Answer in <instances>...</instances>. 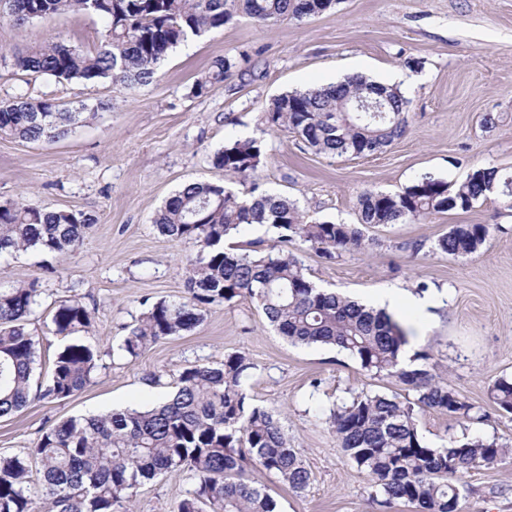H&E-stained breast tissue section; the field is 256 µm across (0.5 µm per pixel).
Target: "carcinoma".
I'll use <instances>...</instances> for the list:
<instances>
[{
    "mask_svg": "<svg viewBox=\"0 0 512 512\" xmlns=\"http://www.w3.org/2000/svg\"><path fill=\"white\" fill-rule=\"evenodd\" d=\"M334 0H0V21L15 25L76 11L103 19L100 44L87 54L47 41L14 56L28 75L58 82L110 79L129 87L156 79L168 52L243 14L263 25L301 21L332 7ZM234 67L216 60L208 81L222 82ZM206 81V82H208ZM196 85L200 92L206 87ZM379 98L385 111L345 112L349 101ZM409 100L396 86L352 77L338 85L282 94L265 121L296 134L317 154L341 157L375 153L403 136ZM88 107H60L52 99L19 95L0 102V138L52 141L68 134ZM264 159L262 142L235 139L216 152L213 164L243 180ZM498 171L477 168L459 185L425 174L397 193L369 191L359 199L358 223L306 220L297 203L275 194L241 198L223 183L193 182L170 197L154 218L159 233L192 245L187 258V296L149 304L129 330L122 350L138 357L151 345L196 327L207 307L248 298L288 341L333 346L374 375L394 378L408 397L361 393L330 410L326 423L337 447L371 478L372 501L385 509L398 501L420 512H461L467 476L493 469L512 449L481 438L435 446L419 432L416 413L436 410L475 418V406L448 387L446 376L417 353L401 365L408 343L403 325L383 310L317 288L291 249L301 241L333 260L376 245L368 227L460 208L491 193ZM94 224L69 210L46 211L21 200L0 203V256L36 250L74 251ZM253 224L276 235L266 254L230 243ZM485 224H455L435 243L449 256L476 252L488 239ZM35 283L0 288V418L31 398L61 400L93 382L98 352L85 341L95 309L77 299L55 303L49 332L62 345L45 384L32 385L40 337L28 318L40 305ZM252 363L242 353L218 365L184 366L167 399L149 408H124L71 417L48 428L25 454L0 456V512H133L139 489L157 476L185 472L193 490L176 512H279L278 502L254 480L242 478L251 464L297 494L309 472L275 408L252 402L247 380ZM498 409L512 413V378L489 389Z\"/></svg>",
    "mask_w": 512,
    "mask_h": 512,
    "instance_id": "1",
    "label": "carcinoma"
}]
</instances>
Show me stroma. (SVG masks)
<instances>
[{
	"label": "stroma",
	"mask_w": 512,
	"mask_h": 512,
	"mask_svg": "<svg viewBox=\"0 0 512 512\" xmlns=\"http://www.w3.org/2000/svg\"><path fill=\"white\" fill-rule=\"evenodd\" d=\"M102 27L99 17L75 12L21 26L0 23V101L22 93L69 109L112 104L56 141L0 139V202L20 198L95 220L68 255L26 251L0 261V288L35 279L42 291L30 318L44 338L36 374L48 377L59 347L47 326L60 298L95 308L87 340L99 353L94 382L80 393L35 399L0 418V455L27 452L67 418L158 402L173 390L180 367L242 353L253 365L247 388L254 403L280 411L310 472L301 494L263 476L281 512H380L368 476L337 448L325 419L333 405L362 392L403 396L394 378L368 374L331 347L289 344L247 298L210 306L193 330L138 358L121 356L118 347L144 300L186 294L192 248L162 236L154 224L185 183L224 180L245 196H288L311 219L353 224L362 194L394 193L427 173L455 185L480 167L511 176L512 0H336L322 14L269 26L240 15L179 45L158 77L137 88L59 83L12 66L14 54L52 38L94 52ZM224 57L234 63L225 80L194 93ZM354 72L379 80L400 75L410 101L405 135L383 151L318 154L294 133L267 126L273 98L336 84ZM236 138L259 139L264 149L262 166L245 180L225 177L212 164L214 153ZM454 224H486L490 236L469 255L435 251ZM368 234L377 244L365 253L328 261L303 244L296 253L320 288L361 298L383 288L430 296L427 315L406 323L410 340L481 416L426 410L416 416L420 433L438 445L479 436L512 447V414L488 398L497 379L512 378V209L496 193L467 210L372 227ZM468 485L462 512H512V456L496 469L473 471ZM190 487L185 474L160 475L142 488L135 512H173Z\"/></svg>",
	"instance_id": "1"
}]
</instances>
